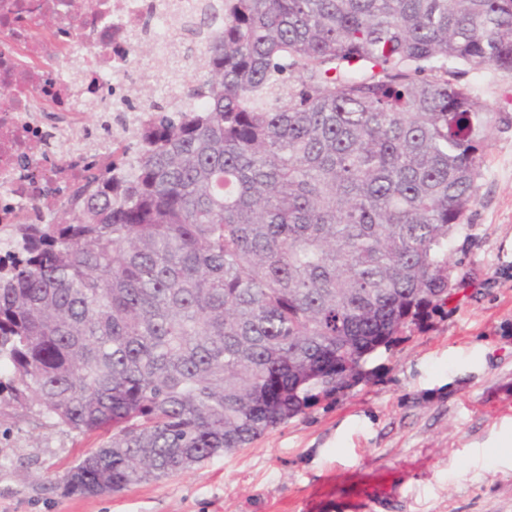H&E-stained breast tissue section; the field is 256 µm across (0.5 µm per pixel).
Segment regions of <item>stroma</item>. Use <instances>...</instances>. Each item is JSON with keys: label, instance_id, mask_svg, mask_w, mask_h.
Instances as JSON below:
<instances>
[{"label": "stroma", "instance_id": "obj_1", "mask_svg": "<svg viewBox=\"0 0 512 512\" xmlns=\"http://www.w3.org/2000/svg\"><path fill=\"white\" fill-rule=\"evenodd\" d=\"M193 61L145 47L143 102ZM496 116L468 236L448 261L464 290L372 363L368 382L266 432L249 447L119 493L59 483L91 444L0 402V512H305L308 496H351V473L395 485L373 512H512V72L460 66Z\"/></svg>", "mask_w": 512, "mask_h": 512}]
</instances>
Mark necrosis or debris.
<instances>
[{"instance_id": "necrosis-or-debris-1", "label": "necrosis or debris", "mask_w": 512, "mask_h": 512, "mask_svg": "<svg viewBox=\"0 0 512 512\" xmlns=\"http://www.w3.org/2000/svg\"><path fill=\"white\" fill-rule=\"evenodd\" d=\"M202 0H0V225L48 217L63 200L46 194L85 177L84 134L101 105L125 111L113 139L133 140L146 118L129 109L141 87L130 73L131 48L153 42L158 55L174 46L161 24L186 23ZM70 145L59 155L61 145Z\"/></svg>"}]
</instances>
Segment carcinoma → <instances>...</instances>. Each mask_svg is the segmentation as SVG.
<instances>
[{
	"instance_id": "obj_1",
	"label": "carcinoma",
	"mask_w": 512,
	"mask_h": 512,
	"mask_svg": "<svg viewBox=\"0 0 512 512\" xmlns=\"http://www.w3.org/2000/svg\"><path fill=\"white\" fill-rule=\"evenodd\" d=\"M202 109L152 106L0 257V394L99 443L117 493L245 448L364 379L460 291L496 117L448 63L512 71V0H222Z\"/></svg>"
}]
</instances>
